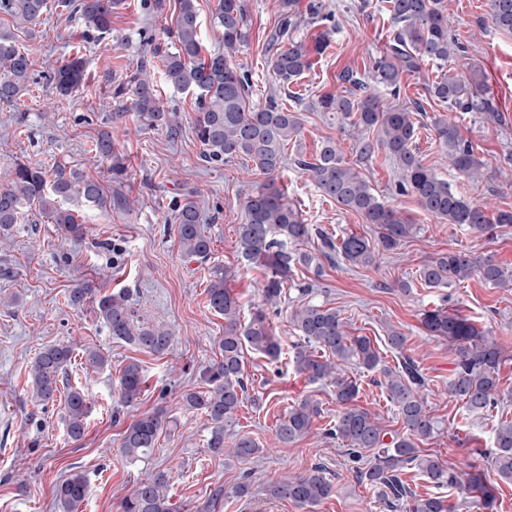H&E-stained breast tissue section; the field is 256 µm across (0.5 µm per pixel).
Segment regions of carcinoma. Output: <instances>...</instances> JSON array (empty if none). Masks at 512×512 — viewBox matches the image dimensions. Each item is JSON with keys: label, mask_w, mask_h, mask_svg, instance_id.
I'll return each instance as SVG.
<instances>
[{"label": "carcinoma", "mask_w": 512, "mask_h": 512, "mask_svg": "<svg viewBox=\"0 0 512 512\" xmlns=\"http://www.w3.org/2000/svg\"><path fill=\"white\" fill-rule=\"evenodd\" d=\"M119 0H60L62 10L77 14L84 24L83 34L95 40L112 30V10ZM175 29L171 31L173 50L160 56L162 74L179 90L196 93L194 102L196 136L203 146V158L209 163L224 164L240 157L271 180L260 190L248 195L243 222L237 225L236 247L244 260L267 268L261 295L264 306L241 319L238 299L226 287L227 276L215 269L207 288L208 307L224 316V339L220 357L202 368L206 388L183 397L185 405L197 410L210 421L208 448L215 454L227 453L236 460L252 463L262 452L257 442L242 435L224 443V428L235 422V414L243 403L244 349L251 348L269 360L281 354L279 338L271 326L268 309L277 307L293 266L309 265L312 256L288 251L312 235V227L304 223L301 213L288 202L274 176L286 160V145L301 130L299 113L289 110L271 96L262 106L250 101V79L243 67L232 62L235 53L248 39L245 0H220L214 24L224 38V50L203 55L199 37L200 22L195 0H177ZM281 12L270 36L268 63L281 87L292 85L313 65L327 40V32L314 36L312 42L294 36L301 14L297 0H280ZM46 0H0V15H7L26 28L40 21ZM394 29L386 48L372 65L368 78L346 70L341 80L350 84L342 94L327 93L316 104L321 112L350 121L358 129L355 148L359 156L369 157L381 149L400 170L398 191L410 194L424 213L442 223L458 224L475 233H487L495 227L512 225V210L490 213L487 207L465 199L455 192L436 171L422 163L413 148L416 136L414 115L421 111L417 104L383 106L370 92V85L399 95L401 78L431 63L441 70L440 78L429 88L431 98L457 112H484L494 117L485 97L477 69H458L461 47L448 39V23L442 0H389ZM494 24L512 32V0H490ZM32 79L30 60L15 46V34L0 29V102H15ZM85 79L83 57L75 54L64 58L49 75L59 95L78 89ZM132 95L133 109L153 127L166 129L175 136L180 129L177 116L166 109L156 94L149 60H142L136 70L118 83L113 95ZM432 126L440 150L448 165L471 183L484 179L483 163L474 152L471 141L461 135L458 126L441 116L432 118ZM371 132L373 137L363 136ZM95 154L112 159V171L120 174L123 164L113 151L107 136L95 139ZM295 164L323 197L344 210L354 211L366 223L378 228L369 239L351 234L340 243L320 231L322 255L331 260L339 254L349 263L368 267L376 264L381 252L393 251L409 237L415 227L410 218L384 205L370 184L352 164L344 160L336 140L327 137L313 158L300 156ZM102 208L108 198L93 178L76 171L66 172L57 166L48 169L39 163L14 164L8 182L0 184V230L28 221L25 205L36 204L48 215L65 236L83 235L82 222L60 202L72 195ZM202 208L191 192L174 204L169 218L175 225L180 251L188 258L202 262L211 255V240L200 224ZM419 280L427 288H447L474 274L498 288H512V273L493 260L478 259L462 251L430 253L421 261ZM96 316L112 337L149 353L161 354L174 341L173 330L164 325L134 324L128 296L119 291L105 294L96 302ZM290 322L298 335L290 356L294 370L311 382H321L334 389L340 405L336 422L329 434L346 446L350 461L358 463L365 449L374 451L373 460L356 468L359 483L372 489L378 498L390 505L412 497L401 475L415 470L432 486L452 488L474 499L481 512H494L495 497L487 489L481 474L455 470L434 453H424L419 443L433 439L443 431L442 421L428 409L426 379L407 358L401 369L386 365L380 351L367 336H348L335 308L310 301L292 310ZM422 325L427 334L448 342L454 354V370L448 380V391L471 413L481 414L497 404L500 394L499 369L507 360V348L481 331L469 319L443 308L426 311ZM73 348L57 344L44 348L27 371L34 403L43 407L54 402L56 393L66 387L64 419L67 432L74 440L83 437L90 402L85 392L67 382V366ZM355 365L375 370L383 378L387 399L396 408L404 432L386 439L377 415L359 405V387L347 374L346 367ZM143 370L137 361L128 363L119 379V397L123 404L133 405L142 391ZM321 412L317 402L306 398L288 409L277 428V440L291 444L304 437ZM165 425L163 413H144L125 429L121 451L131 462L152 455ZM494 467L501 479L512 481V421L501 420L494 428ZM170 477L163 470L147 473L122 499L121 512H171L166 489ZM89 487L87 473L73 470L56 489L59 512H74L85 500ZM248 477L229 488H220L211 498V507L221 498H243L250 494ZM266 495L271 500H290L300 506L315 507L330 497L332 481L325 469L315 466L300 474H284L270 482ZM410 512H449L448 500L438 493L424 498L413 497Z\"/></svg>", "instance_id": "obj_1"}]
</instances>
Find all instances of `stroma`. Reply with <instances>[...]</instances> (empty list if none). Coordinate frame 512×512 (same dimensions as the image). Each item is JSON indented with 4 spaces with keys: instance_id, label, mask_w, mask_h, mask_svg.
I'll return each instance as SVG.
<instances>
[{
    "instance_id": "stroma-1",
    "label": "stroma",
    "mask_w": 512,
    "mask_h": 512,
    "mask_svg": "<svg viewBox=\"0 0 512 512\" xmlns=\"http://www.w3.org/2000/svg\"><path fill=\"white\" fill-rule=\"evenodd\" d=\"M163 2V10L153 12L141 9L140 0H123L112 12L111 33L90 43L83 40L78 17L62 11L55 0H50L33 33L15 31L17 46L32 62L34 80L17 102L0 104V176L17 160L56 162L95 178L105 196L127 197L135 206L101 209L75 197L67 206L82 218L83 237L61 239L45 216L38 223L18 224L0 233V512H57L54 491L76 467L89 476L88 495L76 512H120L122 497L144 472L154 469L169 470L167 495L176 512H203L211 490L240 481L245 473L250 476L251 496L223 500L216 512H307L293 502L268 499L264 488L282 474L302 473L314 466L324 467L334 484L332 496L314 512H390L358 484L341 441L328 434L338 411L332 387L310 382L290 362L295 333L289 315L304 286L310 287L313 302L338 311L348 335L370 337L388 366L397 365L398 358L385 342L387 328L406 335L405 354L427 379L431 411L445 423L443 434L425 441L424 449L452 466L481 467L497 497L498 512H512V482L500 480L491 467L492 427L498 420H512V359L499 371L503 401L483 414L468 412L446 391L454 369L447 342L427 336L421 324L425 311L442 306L475 321L478 328L491 330L512 349V288L493 287L477 276L448 288H426L416 282L423 257L436 251L489 257L512 270V226L479 234L439 223L422 212L411 195L398 193L399 170L382 153L360 164L359 171L386 205L411 216L416 233L370 267L338 259L324 263L317 276L309 267L296 266L295 286L288 289L280 315L272 319L283 354L272 363L260 353L246 351L243 405L225 430L229 436H251L263 453L246 465L210 451V425L205 415L185 407L183 397L203 390L199 368L219 356L224 338V318L206 301L212 267L224 268L226 284L243 313L261 302L264 270L241 257L235 232L247 195L265 177L244 159L205 162L194 133L192 93L176 90L164 79L156 81L158 96L178 111L180 132L174 138L142 122L130 100L113 98V84L123 81L129 68L151 55L154 47L170 46L177 0ZM321 2V19L304 20L296 31L297 37L309 40L324 30L328 40L324 51L314 56L312 67L289 87V101L304 105L302 129L287 145V161L276 182L300 209L305 223L321 227L338 241L350 234L370 237L374 226L324 199L293 160L300 152L313 154L322 139L330 137L340 141L346 161H355L351 125L339 124L314 104L325 93L344 91L339 79L344 70L369 72L392 23L384 0ZM443 12L449 38L463 47L466 63L481 72L494 120L478 113L450 112L431 99L428 89L441 75L432 64L403 76L399 96L381 92L382 103L421 101L426 116L417 123V156L467 200L510 211L512 33L495 26L487 0H443ZM279 14L278 0H246L249 40L236 60L249 70L251 100L259 105L278 92L267 67L266 47ZM147 32L154 34L153 44L144 43ZM77 51L87 63L85 80L76 92L58 95L44 76ZM436 114L449 115L475 144L486 172L479 185L442 161L430 122ZM104 130L111 132L127 167L122 179H113L109 161L90 150ZM191 191L206 203L204 222L212 247L206 262L182 255L168 222L173 204ZM402 280L411 282L410 293L400 291ZM78 287L92 289L93 296L82 305H70L68 296ZM118 288L128 293L135 323H163L176 330L174 346L158 355L112 338L96 316L95 299ZM70 340L77 347L67 367L69 382L82 388L92 402L85 433L78 440L70 438L62 421V401L36 406L25 376L27 366L44 348ZM89 349L107 357L104 369L86 368ZM134 359L143 368L145 384L136 404L125 406L118 398L119 378ZM349 372L359 386V404L377 414L387 432H401L402 422L386 397L380 374L354 366ZM304 398L319 402L320 416L299 441L276 443L278 419ZM157 410L163 411L168 428L150 457L130 463L120 448L125 428L141 413Z\"/></svg>"
}]
</instances>
